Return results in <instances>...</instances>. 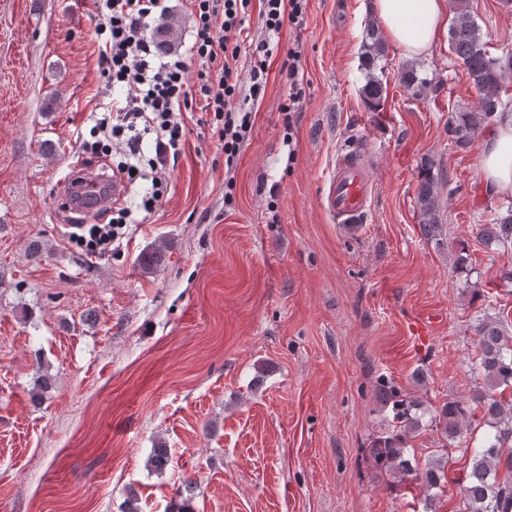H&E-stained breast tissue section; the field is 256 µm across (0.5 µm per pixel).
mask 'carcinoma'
I'll list each match as a JSON object with an SVG mask.
<instances>
[{"label":"carcinoma","instance_id":"obj_1","mask_svg":"<svg viewBox=\"0 0 512 512\" xmlns=\"http://www.w3.org/2000/svg\"><path fill=\"white\" fill-rule=\"evenodd\" d=\"M488 45L480 26L462 9V0H456L455 15L448 28V50L464 66L480 94L479 109L461 108L448 118V134L460 147L470 145L481 128L498 117L502 107L504 71L507 67L512 69V56L504 65L490 55ZM363 49L362 65L367 71L363 102L368 110L379 112L387 96V84L375 75L374 67L383 56L385 45L372 23L367 27ZM400 82L418 92L427 89L426 80L419 78L412 66L401 68ZM437 182V176L424 175L417 203L424 236L438 242L442 240L443 225L437 218ZM480 238L488 248L512 247V202L496 213L491 223L482 225ZM476 333L478 354L472 371L484 381L486 389L469 401H447L431 410L395 382L385 377L377 382L375 398L387 410L389 425L373 438L367 449L368 460L373 467L396 475L399 482L410 480L424 489V512H438L437 500L448 483L445 467L452 447L470 458L469 470L462 479L459 512H512V336L506 334L504 320L496 316L481 319ZM477 409L492 430L465 440L463 426ZM422 430H432L444 441L437 449L438 457L424 470L409 446L412 435Z\"/></svg>","mask_w":512,"mask_h":512}]
</instances>
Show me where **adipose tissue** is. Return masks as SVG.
Masks as SVG:
<instances>
[{"label":"adipose tissue","instance_id":"obj_1","mask_svg":"<svg viewBox=\"0 0 512 512\" xmlns=\"http://www.w3.org/2000/svg\"><path fill=\"white\" fill-rule=\"evenodd\" d=\"M374 13L388 39L408 56L430 53L438 31L448 24L447 0H375ZM480 171L492 191L512 190V121L487 139Z\"/></svg>","mask_w":512,"mask_h":512}]
</instances>
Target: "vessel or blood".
Masks as SVG:
<instances>
[{"mask_svg":"<svg viewBox=\"0 0 512 512\" xmlns=\"http://www.w3.org/2000/svg\"><path fill=\"white\" fill-rule=\"evenodd\" d=\"M369 179L364 154L359 150L337 155L332 173L324 189L326 211L349 230L357 229L369 209ZM69 206L87 213L104 208L109 199L106 179L84 170L82 180L65 191Z\"/></svg>","mask_w":512,"mask_h":512,"instance_id":"obj_1","label":"vessel or blood"}]
</instances>
